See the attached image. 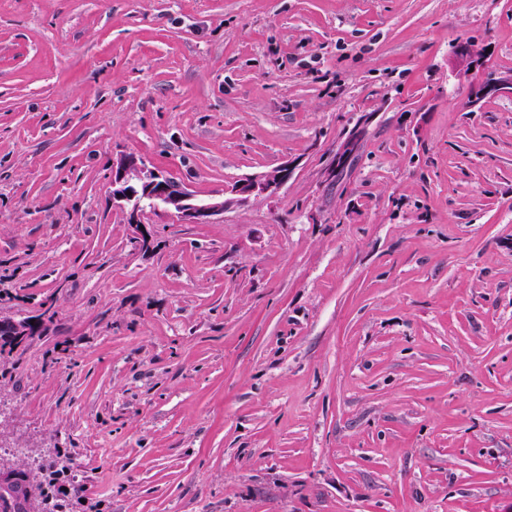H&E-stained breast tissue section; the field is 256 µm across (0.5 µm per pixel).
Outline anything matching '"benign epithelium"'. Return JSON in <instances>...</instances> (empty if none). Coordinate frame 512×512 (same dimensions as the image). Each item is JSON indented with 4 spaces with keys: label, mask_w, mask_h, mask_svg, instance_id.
<instances>
[{
    "label": "benign epithelium",
    "mask_w": 512,
    "mask_h": 512,
    "mask_svg": "<svg viewBox=\"0 0 512 512\" xmlns=\"http://www.w3.org/2000/svg\"><path fill=\"white\" fill-rule=\"evenodd\" d=\"M459 72L467 75L478 63V55L468 46L456 52ZM512 90V75L488 78L475 91V98ZM292 174V168L283 164L253 175L240 178L224 187L220 199L199 201L184 185L172 184L167 178L138 164L133 158H123L112 166V199L130 206L129 223L140 226L139 209L130 205L134 196L142 194L157 201L163 211L186 224H209L214 216L224 210L241 206L254 197H272L280 193ZM36 325L29 319L0 320V337L16 341L31 335Z\"/></svg>",
    "instance_id": "benign-epithelium-1"
}]
</instances>
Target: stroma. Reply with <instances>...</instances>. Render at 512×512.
Listing matches in <instances>:
<instances>
[{"mask_svg":"<svg viewBox=\"0 0 512 512\" xmlns=\"http://www.w3.org/2000/svg\"><path fill=\"white\" fill-rule=\"evenodd\" d=\"M490 73L512 0H0V317L41 324L0 352V469L28 512L57 471L59 512H512ZM124 157L200 200L294 174L134 226ZM292 174L287 164L240 178L224 186L221 199L199 201L188 188L172 184L166 177L146 169L133 158H123L112 166V199L130 206L129 224L140 225L139 209L130 205L138 194L157 201L163 211L186 224H209L224 210L241 206L254 197H272L280 193ZM131 192V195H127Z\"/></svg>","mask_w":512,"mask_h":512,"instance_id":"35a3bbf8","label":"stroma"}]
</instances>
